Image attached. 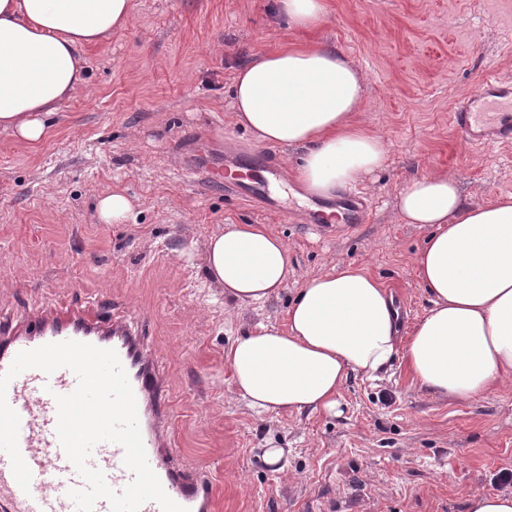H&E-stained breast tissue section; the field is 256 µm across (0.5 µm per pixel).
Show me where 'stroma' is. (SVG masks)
I'll list each match as a JSON object with an SVG mask.
<instances>
[{
	"instance_id": "35a3bbf8",
	"label": "stroma",
	"mask_w": 512,
	"mask_h": 512,
	"mask_svg": "<svg viewBox=\"0 0 512 512\" xmlns=\"http://www.w3.org/2000/svg\"><path fill=\"white\" fill-rule=\"evenodd\" d=\"M122 31L86 48L88 82L50 117L39 143L0 131V336L36 309L76 308L141 330L165 388L180 467L205 471L220 512H466L469 494L502 492L512 469V383L473 400L420 388L404 360L371 380L350 375L340 413L259 414L234 391L226 348L259 323L285 326L313 275L365 268L409 330L430 307L415 258L432 228L405 224L399 193L447 172L479 205L512 195V142L473 147L451 123L487 73L512 79V0H328L325 23L287 28L276 0H133ZM346 54L365 98L356 119L386 159L356 183L365 223L320 231L295 151L278 148L269 203L247 202L191 174L259 149L232 118L234 74L284 43ZM136 203L123 224L96 203ZM255 224L286 243L288 286L238 304L205 275V242ZM283 449V469L261 456ZM134 209L133 202L120 193H108L98 200L97 210L105 224H123L128 221Z\"/></svg>"
}]
</instances>
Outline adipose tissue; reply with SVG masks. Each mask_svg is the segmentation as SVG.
<instances>
[{"instance_id":"ef3b65f1","label":"adipose tissue","mask_w":512,"mask_h":512,"mask_svg":"<svg viewBox=\"0 0 512 512\" xmlns=\"http://www.w3.org/2000/svg\"><path fill=\"white\" fill-rule=\"evenodd\" d=\"M132 0H0V130L34 144L58 105L87 83V46L123 30ZM289 27L314 29L326 0H277ZM360 74L324 45L253 55L233 80V118L262 143L299 150L311 195L332 196L382 167V138L355 119ZM404 223L436 230L418 253L431 308L408 336L393 297L363 268L317 274L298 288L285 327L258 325L225 351L236 390L261 412L335 413L350 374L375 378L403 358L417 384L476 399L512 381V198L466 204L454 175L427 173L398 196ZM207 274L225 297L262 303L288 285V248L253 224L212 234Z\"/></svg>"}]
</instances>
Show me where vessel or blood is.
I'll return each mask as SVG.
<instances>
[{"label":"vessel or blood","mask_w":512,"mask_h":512,"mask_svg":"<svg viewBox=\"0 0 512 512\" xmlns=\"http://www.w3.org/2000/svg\"><path fill=\"white\" fill-rule=\"evenodd\" d=\"M452 123L472 146L512 140V81L487 75L480 92L453 112ZM274 171L271 161L261 154L211 170L209 181L246 200L263 202L269 197V176ZM338 209L341 220L356 224L363 220L367 204L360 195L346 192ZM66 340L117 352L136 398L148 463L164 491L188 512H217L218 500L209 478L201 471L177 467L171 460L173 445L163 425L167 405L162 380L143 343L126 326L111 324L102 315L91 318L73 309L31 316L10 336L0 339V373L9 368L19 352ZM76 386L75 374L66 368L50 375L29 369L9 383L7 401L20 417L18 446L32 480L29 490H22L14 478L9 456L0 452V512H77L68 492L83 487L84 481L56 434V398ZM123 457L121 446L104 442L94 448L87 464L101 470L108 485L119 491L133 478Z\"/></svg>","instance_id":"1"}]
</instances>
